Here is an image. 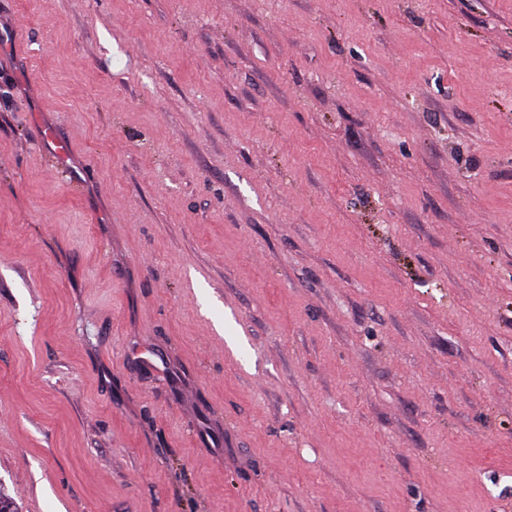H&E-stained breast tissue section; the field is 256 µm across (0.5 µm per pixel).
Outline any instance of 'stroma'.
Returning a JSON list of instances; mask_svg holds the SVG:
<instances>
[{"mask_svg":"<svg viewBox=\"0 0 512 512\" xmlns=\"http://www.w3.org/2000/svg\"><path fill=\"white\" fill-rule=\"evenodd\" d=\"M0 487L512 512V0H0ZM43 145H48L51 149L49 156L51 157L55 167L65 173L69 177L70 183L80 188L82 182L78 176L74 175L66 164V159L69 154L66 143L58 136L56 129L53 126H47L42 132ZM53 145L54 148L51 146Z\"/></svg>","mask_w":512,"mask_h":512,"instance_id":"1","label":"stroma"}]
</instances>
